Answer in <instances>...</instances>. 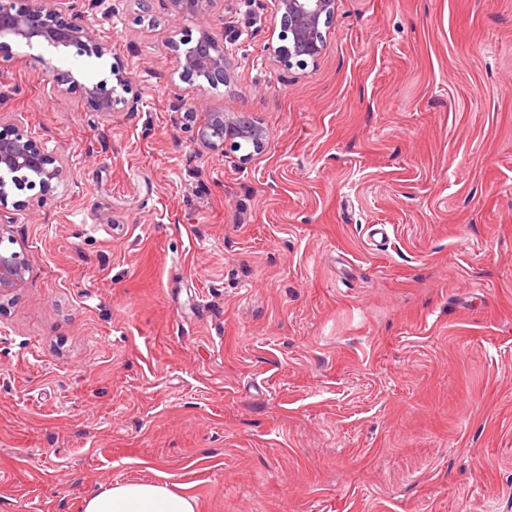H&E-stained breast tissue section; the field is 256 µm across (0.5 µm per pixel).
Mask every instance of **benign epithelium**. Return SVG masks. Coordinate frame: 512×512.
Instances as JSON below:
<instances>
[{
    "label": "benign epithelium",
    "instance_id": "benign-epithelium-1",
    "mask_svg": "<svg viewBox=\"0 0 512 512\" xmlns=\"http://www.w3.org/2000/svg\"><path fill=\"white\" fill-rule=\"evenodd\" d=\"M30 5H16V0H0V40L16 39L32 47L36 43L54 49H68L76 56L109 54V47L96 40L95 8L101 0H29ZM210 0H172L177 13L196 17ZM280 26L288 27V44L273 48V54L285 61L316 60L327 45L322 26L334 15L336 0H276ZM176 59V70L183 78H202L210 85L224 82L227 59L224 45L208 31L199 30L194 38L183 33L170 42ZM34 61L47 67L53 88L59 92L80 89L92 111L102 115L116 110L135 112L142 103L133 90L128 74L118 66L110 67L111 78L86 86L72 71L47 65L41 56ZM209 120L198 128L193 140L211 151L224 150V136L247 133L255 148L263 145L264 133L258 128L244 131L236 124L224 125V113L211 112ZM63 168L47 149L37 145L13 123L0 120V295L21 288L28 268L24 254L10 249L14 243L3 214L26 211L42 206L53 196L62 179ZM25 193L23 199H12L7 186Z\"/></svg>",
    "mask_w": 512,
    "mask_h": 512
}]
</instances>
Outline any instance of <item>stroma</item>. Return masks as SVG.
<instances>
[{
	"label": "stroma",
	"instance_id": "35a3bbf8",
	"mask_svg": "<svg viewBox=\"0 0 512 512\" xmlns=\"http://www.w3.org/2000/svg\"><path fill=\"white\" fill-rule=\"evenodd\" d=\"M274 0H105L138 112L0 46V115L64 177L15 213L0 298V512L164 481L197 512H512V0H336L327 48H269ZM207 29L223 85L176 74ZM201 99L203 107L186 105ZM219 111L261 150L212 152ZM209 120L202 127H199L193 140L199 142L203 147L210 151H223L224 149V125L228 128L227 136L236 134H249L255 144V149L263 145L264 133L258 128L244 131L240 125L224 124V115L222 112H210Z\"/></svg>",
	"mask_w": 512,
	"mask_h": 512
}]
</instances>
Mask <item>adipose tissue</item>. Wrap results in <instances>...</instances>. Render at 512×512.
Here are the masks:
<instances>
[{
	"label": "adipose tissue",
	"mask_w": 512,
	"mask_h": 512,
	"mask_svg": "<svg viewBox=\"0 0 512 512\" xmlns=\"http://www.w3.org/2000/svg\"><path fill=\"white\" fill-rule=\"evenodd\" d=\"M83 512H197L194 498L174 491L168 483L117 482L91 494Z\"/></svg>",
	"instance_id": "obj_1"
}]
</instances>
